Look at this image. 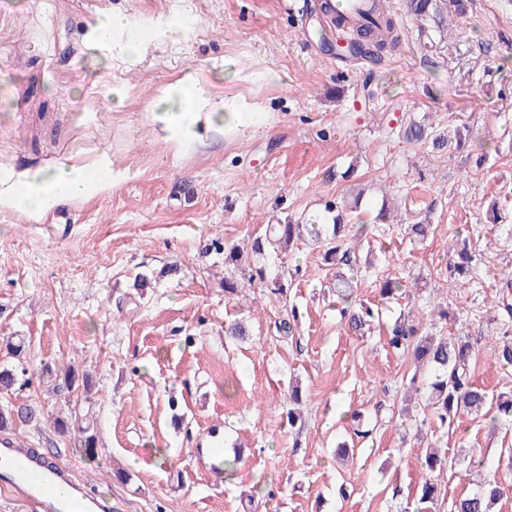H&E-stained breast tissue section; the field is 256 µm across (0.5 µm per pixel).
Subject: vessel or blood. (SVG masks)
<instances>
[{
	"mask_svg": "<svg viewBox=\"0 0 512 512\" xmlns=\"http://www.w3.org/2000/svg\"><path fill=\"white\" fill-rule=\"evenodd\" d=\"M0 488L28 512H113L72 464L36 458L6 434L0 436Z\"/></svg>",
	"mask_w": 512,
	"mask_h": 512,
	"instance_id": "b4317fda",
	"label": "vessel or blood"
}]
</instances>
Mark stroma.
Here are the masks:
<instances>
[{"instance_id":"35a3bbf8","label":"stroma","mask_w":512,"mask_h":512,"mask_svg":"<svg viewBox=\"0 0 512 512\" xmlns=\"http://www.w3.org/2000/svg\"><path fill=\"white\" fill-rule=\"evenodd\" d=\"M10 2L0 10V184L64 162L112 169L111 183L42 215L0 205V337H23L34 363H72L96 382L88 402L36 379L22 387L15 405L39 419L17 427L20 441L71 462L116 512H453L472 477L453 466L436 504L420 503L431 445L473 449L486 475H512L497 468L512 425L466 415L444 428L419 405L399 421L414 365L385 335L400 313L448 307L437 328L469 342L474 382L512 392V367L495 354L512 324V0H471L444 37L404 0H385L401 43L377 66L337 58L320 0ZM115 12L183 32L131 65L94 37ZM189 69L217 94L257 103L266 126L230 140L213 126L175 151L149 101ZM412 119L451 133L447 149L399 138ZM357 197L366 262L355 294L380 313L370 331L340 322L337 269L309 239L263 260L269 279L288 280L286 298L263 284L225 293L223 245L249 246L267 225ZM386 197L390 218L374 222ZM423 220L433 231L418 242L405 228ZM461 234L480 261L453 278ZM171 264L177 274L131 288L136 273ZM385 277L407 292L382 298ZM293 308L286 339L277 326ZM239 318L245 342L224 335ZM294 384L304 410L291 427L281 412ZM69 399L97 420L96 458L53 427ZM356 411L372 428L363 438ZM214 426L225 457L244 449L228 475L192 456ZM116 468L130 481H113Z\"/></svg>"}]
</instances>
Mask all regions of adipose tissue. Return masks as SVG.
<instances>
[{
	"instance_id": "adipose-tissue-1",
	"label": "adipose tissue",
	"mask_w": 512,
	"mask_h": 512,
	"mask_svg": "<svg viewBox=\"0 0 512 512\" xmlns=\"http://www.w3.org/2000/svg\"><path fill=\"white\" fill-rule=\"evenodd\" d=\"M117 34L124 39L126 53L137 58L150 43L158 40L161 32L136 25L126 14L116 12L100 27L98 39L106 43ZM153 106L158 111L166 140L179 148L198 142V129L204 122H218L225 137L241 138L265 121L264 113L255 111L245 101L217 96L208 84L191 73L185 74L176 86L162 88ZM95 184L92 174L68 164L48 172L29 170L20 187L0 190V204L44 212L84 196Z\"/></svg>"
}]
</instances>
